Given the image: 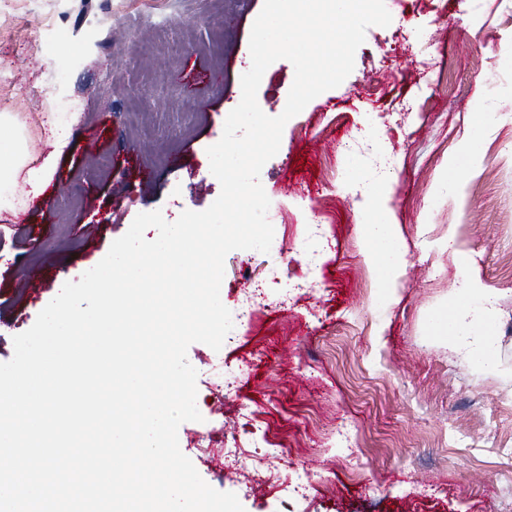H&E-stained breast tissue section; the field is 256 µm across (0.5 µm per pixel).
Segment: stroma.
Masks as SVG:
<instances>
[{
  "mask_svg": "<svg viewBox=\"0 0 512 512\" xmlns=\"http://www.w3.org/2000/svg\"><path fill=\"white\" fill-rule=\"evenodd\" d=\"M506 3L385 0L390 25L367 29L349 76L287 122L264 165L271 249L229 252L222 281L230 312L249 305L252 316L220 350L189 346L202 419L178 429L202 479L245 512H512ZM263 4L0 0V113L13 115L29 165L51 150L42 113L78 115L43 196L0 212V363L62 280L79 281L138 214L172 222L217 199L207 149L241 100ZM205 72L223 84L199 82ZM294 76L288 60L268 67L265 114L283 112ZM479 112L496 115L485 154L451 184L444 167ZM384 156L407 250L385 304L355 230ZM39 267L46 279L27 288ZM473 271L498 296L479 321L495 340L489 367L430 327ZM257 474L264 482L251 484Z\"/></svg>",
  "mask_w": 512,
  "mask_h": 512,
  "instance_id": "1",
  "label": "stroma"
}]
</instances>
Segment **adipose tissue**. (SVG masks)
<instances>
[{"label":"adipose tissue","mask_w":512,"mask_h":512,"mask_svg":"<svg viewBox=\"0 0 512 512\" xmlns=\"http://www.w3.org/2000/svg\"><path fill=\"white\" fill-rule=\"evenodd\" d=\"M493 121L491 113L479 114L470 132L465 136L458 155L450 157L445 174L449 182H462L468 171L474 170L484 155L483 131ZM56 155L48 153L39 165L27 166L25 151L21 145L13 119L9 113H0V162L10 165L13 176L0 174V210H16L17 187L26 185L27 197L38 198L48 187L54 169ZM24 170V179H16L17 170ZM374 204L368 217L358 224L356 231L364 246L365 256L378 273L379 298L388 301L394 285L406 265V253L401 237L391 223L385 205V190L377 188L373 194ZM479 299L484 311H492L496 305L494 293L485 288L478 276H470L462 286V293L452 296L447 306L435 311L431 325L435 335L446 337L449 351L469 348L471 353L491 357L494 340L487 334H473L468 329L466 318L460 312L461 300Z\"/></svg>","instance_id":"obj_1"}]
</instances>
